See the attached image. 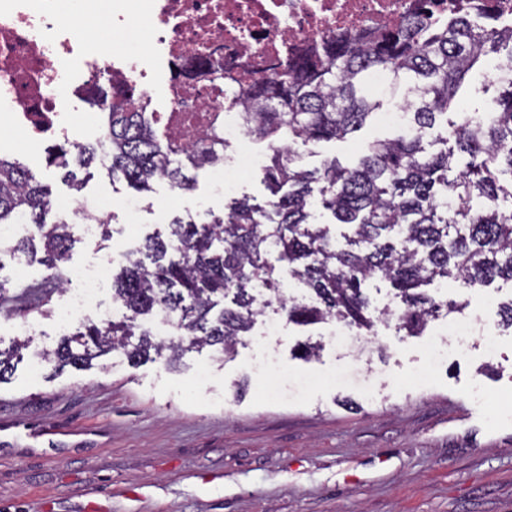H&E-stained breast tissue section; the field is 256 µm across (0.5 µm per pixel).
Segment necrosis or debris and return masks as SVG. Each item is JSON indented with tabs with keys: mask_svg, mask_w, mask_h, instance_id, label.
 I'll return each instance as SVG.
<instances>
[{
	"mask_svg": "<svg viewBox=\"0 0 512 512\" xmlns=\"http://www.w3.org/2000/svg\"><path fill=\"white\" fill-rule=\"evenodd\" d=\"M421 2L435 20L464 13L488 17L497 27L512 26V0H493L487 15L480 0H83L86 10L106 13L115 30H125L137 13L151 30L140 51L106 45L90 54L63 0H0V121L32 142L73 145L80 113L92 107L97 91L110 96L132 87L144 108H151L145 79L156 64L171 72L210 54L244 67L246 78H257L268 74L279 57L325 39H361L382 27L402 26ZM168 87L165 128L172 139L201 144L215 121L225 142L234 145V153L210 172L217 191H233L244 174L258 167L242 123L239 85L207 76L173 79ZM112 270L108 256L70 268L77 286L59 312L61 327L72 326L90 310L109 320L100 294L111 283Z\"/></svg>",
	"mask_w": 512,
	"mask_h": 512,
	"instance_id": "necrosis-or-debris-1",
	"label": "necrosis or debris"
}]
</instances>
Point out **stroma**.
Returning a JSON list of instances; mask_svg holds the SVG:
<instances>
[{
    "label": "stroma",
    "mask_w": 512,
    "mask_h": 512,
    "mask_svg": "<svg viewBox=\"0 0 512 512\" xmlns=\"http://www.w3.org/2000/svg\"><path fill=\"white\" fill-rule=\"evenodd\" d=\"M70 18L92 50L134 49L148 36L138 25L115 38L92 12ZM398 133L373 117L301 163L311 169L328 156L352 164L367 142ZM1 148L53 197L69 194L43 147L0 126ZM245 195L264 199L261 173L230 196L215 194L203 175L182 196L165 184L137 195L95 170L84 204L111 199L108 235L78 238L70 262L121 257L166 236L173 216L188 210L202 220ZM132 197L140 202L134 212L124 207ZM0 259V348L27 343L12 379L0 384V512H84L92 500L110 503V512H512V329L498 325L511 281L496 280L472 301L485 327L435 353L428 336L391 324L352 348L332 341V323H286L276 336L257 324L228 360L207 347L174 367L161 358L134 366L113 354L85 370L56 374L46 365L36 374L41 353L62 334L55 312L67 292L37 262L17 275L12 255ZM32 319L39 328L28 336ZM311 338L323 345L319 357L294 358V346ZM267 357L314 384L272 395L277 375L257 371Z\"/></svg>",
    "instance_id": "1"
}]
</instances>
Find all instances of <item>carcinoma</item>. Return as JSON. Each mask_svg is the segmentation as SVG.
<instances>
[{
    "instance_id": "cac0c4a2",
    "label": "carcinoma",
    "mask_w": 512,
    "mask_h": 512,
    "mask_svg": "<svg viewBox=\"0 0 512 512\" xmlns=\"http://www.w3.org/2000/svg\"><path fill=\"white\" fill-rule=\"evenodd\" d=\"M492 59L512 62V29L467 15L433 21L422 9L367 42L328 40L251 80L244 110L247 132L267 159L266 204L236 200L205 222L189 212L174 216L167 238L146 239L113 274L112 298L124 318L62 335L43 353L45 362L84 369L119 352L132 365L153 354L173 365L204 347L224 360L271 311L300 327L334 322L368 335L393 320L398 331L420 336L442 309L462 313L469 305L431 294L436 281L453 279L471 297L497 278L512 281V80L500 83L490 111L448 118L468 74ZM374 69L388 73L391 88L409 101L408 131L367 144L350 166L334 157L301 166L300 148L346 139L380 107L367 91ZM98 106L108 115L106 145L60 144L50 156L76 192L85 180L75 169L90 177L97 167L139 193L156 183L190 192L196 178L187 170L205 172L224 160L214 147L159 138L157 113L143 111L132 88ZM318 207L347 229L343 246L315 222ZM51 213L49 186L1 156L0 224L36 229L10 251L28 254L61 282L72 223L50 222ZM287 276L306 289L304 299L284 297ZM378 277L390 283L393 300L377 312L365 285ZM158 314L171 318L177 339L153 336L149 322ZM25 346L0 349V383Z\"/></svg>"
}]
</instances>
